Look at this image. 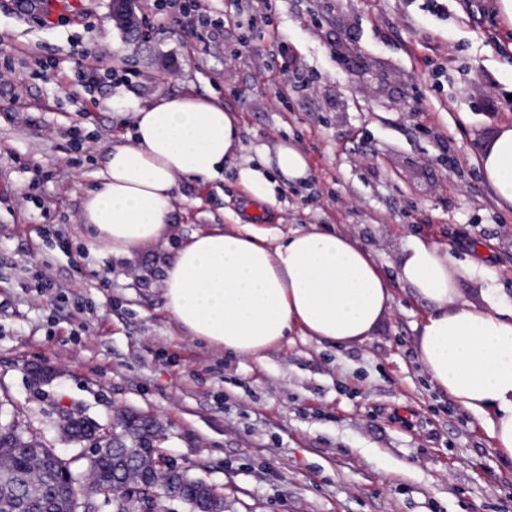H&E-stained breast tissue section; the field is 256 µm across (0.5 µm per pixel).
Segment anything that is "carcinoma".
<instances>
[{
    "label": "carcinoma",
    "instance_id": "carcinoma-1",
    "mask_svg": "<svg viewBox=\"0 0 512 512\" xmlns=\"http://www.w3.org/2000/svg\"><path fill=\"white\" fill-rule=\"evenodd\" d=\"M124 425L125 435L120 440L124 448H154L155 456L163 458L158 450L162 443L160 426L149 433L142 431L138 414L121 416L114 425ZM99 429L103 452L89 460L90 476L117 487L136 486L144 474L143 465L133 462L118 473L112 472V443L109 425L93 421ZM56 463L59 472L71 471L65 459L54 461V450L41 437H26L12 427H0V512H18L22 508L40 510L43 504L52 505L57 512H73L68 499L56 495V479L48 474L49 465Z\"/></svg>",
    "mask_w": 512,
    "mask_h": 512
}]
</instances>
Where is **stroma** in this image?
<instances>
[{
    "mask_svg": "<svg viewBox=\"0 0 512 512\" xmlns=\"http://www.w3.org/2000/svg\"><path fill=\"white\" fill-rule=\"evenodd\" d=\"M76 11L0 0V421L41 432L83 475L90 446L63 440L66 401L103 423L162 422L175 465L224 495V512H512V467L488 426L433 389L416 356L425 310L395 275L403 247L450 244L460 293L512 303V208L480 168L512 125V21L497 0H238L176 9L112 0ZM217 99L242 121L224 177L182 180L177 240L226 227L228 211L288 230L353 237L393 280V306L363 342L301 336L262 362L186 336L164 310L165 246L89 251L82 199L132 112L161 98ZM280 142L307 182L273 173L257 204L241 171ZM53 368L35 384L33 367Z\"/></svg>",
    "mask_w": 512,
    "mask_h": 512,
    "instance_id": "obj_1",
    "label": "stroma"
}]
</instances>
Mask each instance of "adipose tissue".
<instances>
[{
    "instance_id": "obj_1",
    "label": "adipose tissue",
    "mask_w": 512,
    "mask_h": 512,
    "mask_svg": "<svg viewBox=\"0 0 512 512\" xmlns=\"http://www.w3.org/2000/svg\"><path fill=\"white\" fill-rule=\"evenodd\" d=\"M240 148L237 116L212 99L170 96L139 108L132 143L113 145L100 186L82 200L90 249L128 257L167 241L178 180L222 178ZM481 161L498 202L512 206V127H500ZM396 281L426 309L417 353L430 384L488 418L496 452L512 464V306L460 301L446 243L411 241ZM391 283L350 236L314 226L199 232L163 267L164 307L183 330L256 361L294 333L331 346L364 341L392 306Z\"/></svg>"
}]
</instances>
